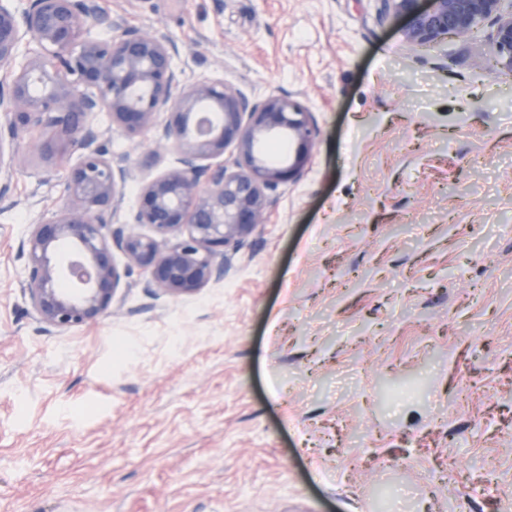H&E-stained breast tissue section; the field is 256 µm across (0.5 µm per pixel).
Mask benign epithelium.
<instances>
[{
    "label": "benign epithelium",
    "mask_w": 512,
    "mask_h": 512,
    "mask_svg": "<svg viewBox=\"0 0 512 512\" xmlns=\"http://www.w3.org/2000/svg\"><path fill=\"white\" fill-rule=\"evenodd\" d=\"M381 2L383 13L403 21V41L413 47L469 39L491 21V69L512 75V0ZM178 54L175 42L126 25L99 0H27L21 10L0 0V209L13 206L15 152H5L4 138L50 131L56 147L35 138L26 144L48 162L80 150L63 176L61 203L33 220L21 244L30 305L50 327L92 323L112 310L122 279L116 252L148 272L147 287L172 297L223 280L225 248L264 223L270 192L309 159L315 125L297 99L270 94L254 102L220 80L185 85ZM163 108L168 118L158 128ZM99 112L131 138L154 132L157 146L177 154L174 165L141 182L130 218L149 225L153 237L119 222L138 163L101 146L92 122ZM273 139L292 148L280 162L267 151ZM231 145L228 166L222 157Z\"/></svg>",
    "instance_id": "7a95c632"
}]
</instances>
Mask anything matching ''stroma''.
Masks as SVG:
<instances>
[{"mask_svg":"<svg viewBox=\"0 0 512 512\" xmlns=\"http://www.w3.org/2000/svg\"><path fill=\"white\" fill-rule=\"evenodd\" d=\"M183 83L293 96L317 135L224 279L37 320L20 252L63 195L0 212V512H512V75L491 24L412 48L380 0H101ZM94 123L113 154L152 135Z\"/></svg>","mask_w":512,"mask_h":512,"instance_id":"35a3bbf8","label":"stroma"}]
</instances>
